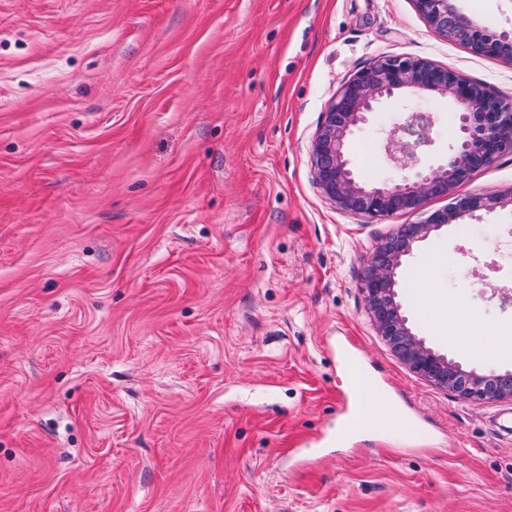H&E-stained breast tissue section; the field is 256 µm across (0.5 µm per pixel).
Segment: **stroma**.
Segmentation results:
<instances>
[{
    "label": "stroma",
    "instance_id": "obj_1",
    "mask_svg": "<svg viewBox=\"0 0 512 512\" xmlns=\"http://www.w3.org/2000/svg\"><path fill=\"white\" fill-rule=\"evenodd\" d=\"M492 30L512 0H457ZM384 55L429 59L512 102V61L434 33L415 0H0V512H512V400L413 373L378 335L364 261L399 225L314 182L328 101ZM413 110L430 152L446 106L400 97L356 131L358 176ZM512 189V153L463 194ZM420 335L453 308L512 336V209L420 243ZM407 428L348 432L350 367Z\"/></svg>",
    "mask_w": 512,
    "mask_h": 512
}]
</instances>
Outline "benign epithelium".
I'll return each mask as SVG.
<instances>
[{"instance_id":"obj_1","label":"benign epithelium","mask_w":512,"mask_h":512,"mask_svg":"<svg viewBox=\"0 0 512 512\" xmlns=\"http://www.w3.org/2000/svg\"><path fill=\"white\" fill-rule=\"evenodd\" d=\"M431 29L473 53L512 60V31L493 32L462 13L455 0H415ZM444 100L454 111L458 133L446 155L429 158L434 117L409 112L382 142L396 170L388 182L369 184L354 170L350 142L379 108L403 94ZM512 152V103L455 71L424 58L382 56L353 73L330 99L311 141L314 180L337 209L368 218L413 212L425 200L448 195L472 173ZM512 207L504 194H470L415 224H403L382 239L367 258L360 286L366 312L378 335L409 369L431 384L478 401L512 400V373L484 374L466 369L436 351L413 329L399 300L398 274L418 244L477 211Z\"/></svg>"}]
</instances>
